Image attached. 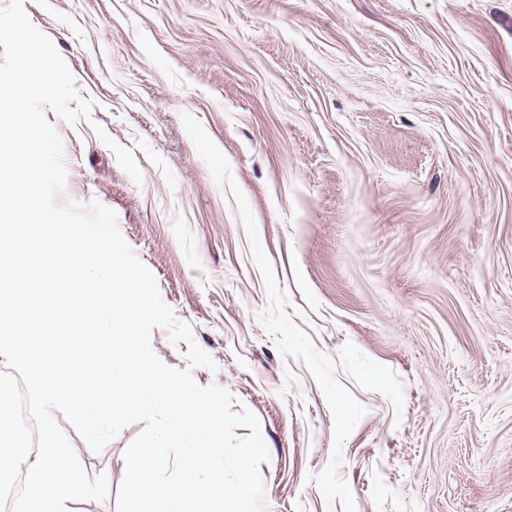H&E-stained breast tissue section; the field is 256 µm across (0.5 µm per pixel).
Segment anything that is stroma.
I'll return each instance as SVG.
<instances>
[{
	"label": "stroma",
	"instance_id": "35a3bbf8",
	"mask_svg": "<svg viewBox=\"0 0 512 512\" xmlns=\"http://www.w3.org/2000/svg\"><path fill=\"white\" fill-rule=\"evenodd\" d=\"M89 120L63 139L60 202L113 209L162 299L259 419L263 512H327L323 392L285 365L236 203L182 125L230 163L280 288L321 351L354 343L404 384L365 409L340 469L356 512H512V0H23ZM129 148L135 183L95 134ZM297 377L285 384V369ZM139 425L92 452L118 488Z\"/></svg>",
	"mask_w": 512,
	"mask_h": 512
}]
</instances>
